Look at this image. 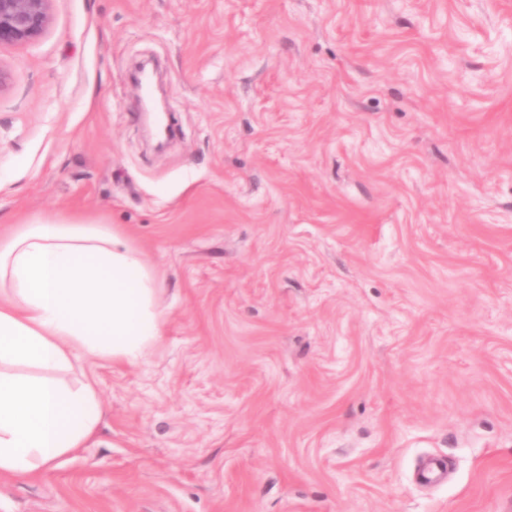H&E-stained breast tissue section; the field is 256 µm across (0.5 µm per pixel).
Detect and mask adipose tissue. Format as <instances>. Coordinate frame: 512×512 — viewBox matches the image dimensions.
I'll use <instances>...</instances> for the list:
<instances>
[{
  "label": "adipose tissue",
  "mask_w": 512,
  "mask_h": 512,
  "mask_svg": "<svg viewBox=\"0 0 512 512\" xmlns=\"http://www.w3.org/2000/svg\"><path fill=\"white\" fill-rule=\"evenodd\" d=\"M157 280L107 225L48 215L0 239V475L48 472L95 433L78 355L135 364L160 336Z\"/></svg>",
  "instance_id": "adipose-tissue-1"
}]
</instances>
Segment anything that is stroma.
Returning a JSON list of instances; mask_svg holds the SVG:
<instances>
[{
  "mask_svg": "<svg viewBox=\"0 0 512 512\" xmlns=\"http://www.w3.org/2000/svg\"><path fill=\"white\" fill-rule=\"evenodd\" d=\"M0 47V236L108 224L161 282L139 363L0 512L512 504V0H52ZM160 67L176 130L131 80ZM448 463L434 484L420 461Z\"/></svg>",
  "mask_w": 512,
  "mask_h": 512,
  "instance_id": "stroma-1",
  "label": "stroma"
}]
</instances>
